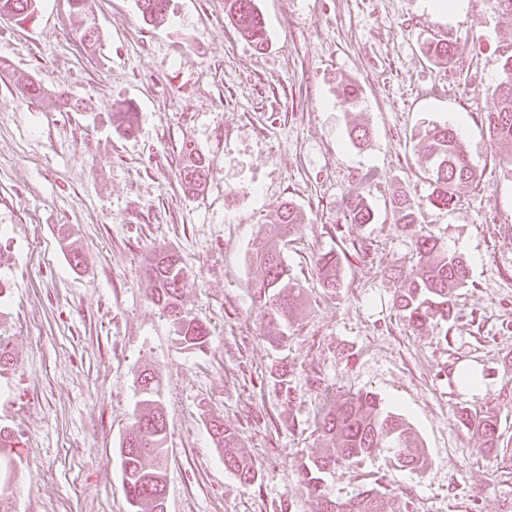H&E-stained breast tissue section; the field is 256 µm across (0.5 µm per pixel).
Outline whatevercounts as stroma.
<instances>
[{
    "mask_svg": "<svg viewBox=\"0 0 512 512\" xmlns=\"http://www.w3.org/2000/svg\"><path fill=\"white\" fill-rule=\"evenodd\" d=\"M90 3L92 46L70 0H39L31 22L0 16V336L14 362L0 375V427L25 447L14 512H129L119 448L147 365L162 373L166 512H321L298 465L325 453V389L378 393L428 459L420 472L385 453L336 466L331 497L377 482L409 512H512V181L483 124L512 12L491 0L449 14L426 0H256L268 32L258 51L224 0H171L158 26L137 0ZM434 39L457 43L462 68L427 60ZM340 77L362 87L360 110L338 97ZM29 79L42 99L20 94ZM62 98L93 108L63 112ZM127 106L139 114L131 135L108 120ZM459 121L479 178L437 208L419 134ZM355 126L369 132L363 145L349 139ZM186 145L212 169L192 196L179 178ZM401 190L470 265L453 319L419 331L393 305L396 274L416 259L395 224ZM354 192L373 223L345 221ZM286 200L305 216L284 250L304 304L276 347L252 306L248 255L276 237ZM158 251L194 281L184 306L210 333L204 350L182 349L149 297L144 266ZM329 251L341 261L332 292L314 265ZM464 361L480 366L482 392L453 381ZM488 416L500 434L490 452L478 434ZM216 422L237 430L257 484L225 469Z\"/></svg>",
    "mask_w": 512,
    "mask_h": 512,
    "instance_id": "stroma-1",
    "label": "stroma"
}]
</instances>
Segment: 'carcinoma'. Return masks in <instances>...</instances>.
<instances>
[{"label": "carcinoma", "instance_id": "carcinoma-1", "mask_svg": "<svg viewBox=\"0 0 512 512\" xmlns=\"http://www.w3.org/2000/svg\"><path fill=\"white\" fill-rule=\"evenodd\" d=\"M142 18L147 23H161L168 11V0H137ZM37 0H0V14L17 21L34 15ZM73 16L82 25L83 39L94 45L98 30L88 20L89 0H71ZM224 10L233 21L241 39L257 49L268 42L263 16L254 0H225ZM501 58V78L493 89L498 109L486 116L487 131L492 145L499 149V165L503 176L512 181V42L498 47ZM427 59L438 65L455 67L463 61L458 47L444 39L428 44ZM339 97L350 108H357L363 98L360 86L342 81ZM137 113L125 109L111 113L112 122L129 133L135 127ZM425 150L422 164L430 184L434 186L432 204L447 207L458 190L473 183L478 173L456 129L448 124L433 125L423 132ZM179 176L187 194L200 192L210 178L205 157L193 147H185ZM395 224L416 238L418 263L400 275L396 296L398 311L414 329L431 320L446 321L451 317L454 296L466 286L469 276L467 260L432 232L420 225V203L403 191L393 200ZM345 219L355 224H370L373 210L359 193L345 201ZM279 239H261L253 244L249 255L252 266V300L263 323L268 339L280 345L287 339L284 331L288 321L300 310L301 291L288 277L282 245L302 232L305 217L291 202H284L277 213ZM322 287L331 291L340 287V260L333 252L322 254L316 261ZM145 277L151 286V299L170 318L178 340L187 349H202L209 340L203 324L183 310L182 297L191 286L180 258L167 251L154 255L145 267ZM161 372L156 367H144L137 377L138 400L132 425L120 448L123 488L130 512H165V478L167 456L164 442L166 421L158 405ZM488 449L498 447L499 435L492 418L479 425ZM317 430L324 447L331 452L309 458L299 465L305 490L321 500V512H402L396 497L378 487L362 486L347 501L328 497L323 490L324 474L377 452L390 455L395 465L411 470L425 466L416 432L401 415L388 410L377 394L371 391L346 394L341 398L328 396L317 415ZM215 447L224 449V466L240 481L257 483L259 473L252 461L238 451V434L223 422L211 426ZM21 441L0 428V512H12L13 486L22 463Z\"/></svg>", "mask_w": 512, "mask_h": 512}]
</instances>
